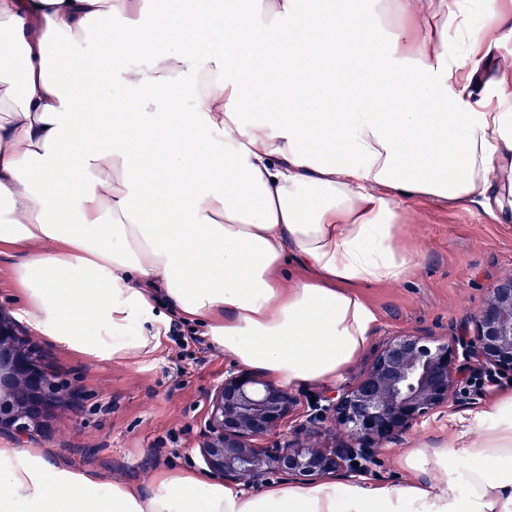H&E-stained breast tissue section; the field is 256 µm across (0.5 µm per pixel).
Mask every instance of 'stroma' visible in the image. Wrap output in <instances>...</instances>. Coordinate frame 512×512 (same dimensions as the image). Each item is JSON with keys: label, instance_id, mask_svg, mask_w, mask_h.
Returning <instances> with one entry per match:
<instances>
[{"label": "stroma", "instance_id": "stroma-1", "mask_svg": "<svg viewBox=\"0 0 512 512\" xmlns=\"http://www.w3.org/2000/svg\"><path fill=\"white\" fill-rule=\"evenodd\" d=\"M397 240L418 250V266L405 280L362 288L378 315L371 338L375 344L405 334L446 341L479 308L488 289L512 273V224L493 223L476 207L408 202ZM162 312L158 349L123 361L78 356L27 330L30 344L57 370L59 381L82 394L77 406L52 407L30 441L45 449L51 464L144 487L162 468L201 469L198 446L209 393L233 363L208 342L194 341L190 324L174 309L166 306ZM504 386H512V376L493 384L464 380L447 407L378 455L362 484L402 483L398 454L452 441L474 426L491 394Z\"/></svg>", "mask_w": 512, "mask_h": 512}]
</instances>
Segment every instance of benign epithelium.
Here are the masks:
<instances>
[{
	"label": "benign epithelium",
	"instance_id": "1",
	"mask_svg": "<svg viewBox=\"0 0 512 512\" xmlns=\"http://www.w3.org/2000/svg\"><path fill=\"white\" fill-rule=\"evenodd\" d=\"M512 376V274L496 281L461 334L385 338L351 383L317 396L291 429L298 406L287 388L229 370L212 393L199 454L226 483L259 488L279 480H343L364 473L390 441L448 404L465 375ZM44 363L13 319L0 310V435L21 443L43 412L81 398ZM274 436L270 446L262 441Z\"/></svg>",
	"mask_w": 512,
	"mask_h": 512
}]
</instances>
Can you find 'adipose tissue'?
<instances>
[{
	"label": "adipose tissue",
	"instance_id": "ef3b65f1",
	"mask_svg": "<svg viewBox=\"0 0 512 512\" xmlns=\"http://www.w3.org/2000/svg\"><path fill=\"white\" fill-rule=\"evenodd\" d=\"M472 7L0 0V251L22 255L19 316L71 353L120 361L159 347L164 299L270 383L340 380L378 320L360 287L417 267L396 242L401 203L512 223V66L488 69L512 13L485 0L479 42ZM103 42L110 67L71 53ZM117 76L126 94L100 95ZM259 91L275 111H255ZM403 464L398 486L251 494L166 469L144 489L0 445V512H512V388L458 444Z\"/></svg>",
	"mask_w": 512,
	"mask_h": 512
}]
</instances>
